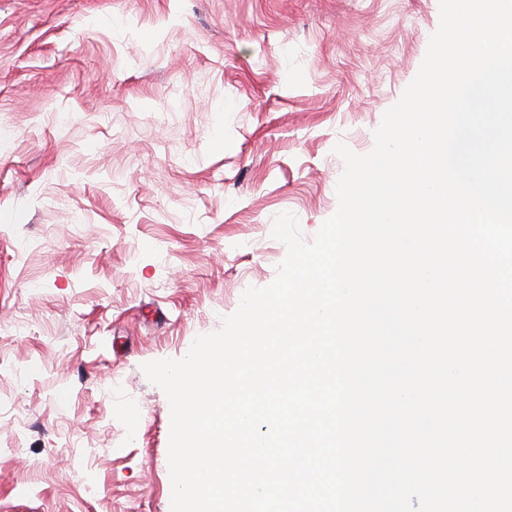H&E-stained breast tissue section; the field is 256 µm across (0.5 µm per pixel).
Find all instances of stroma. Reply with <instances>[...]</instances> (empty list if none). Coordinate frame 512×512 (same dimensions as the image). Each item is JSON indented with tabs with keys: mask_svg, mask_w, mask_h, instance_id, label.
I'll list each match as a JSON object with an SVG mask.
<instances>
[{
	"mask_svg": "<svg viewBox=\"0 0 512 512\" xmlns=\"http://www.w3.org/2000/svg\"><path fill=\"white\" fill-rule=\"evenodd\" d=\"M439 0H0V512H170L142 366L337 210Z\"/></svg>",
	"mask_w": 512,
	"mask_h": 512,
	"instance_id": "stroma-1",
	"label": "stroma"
}]
</instances>
